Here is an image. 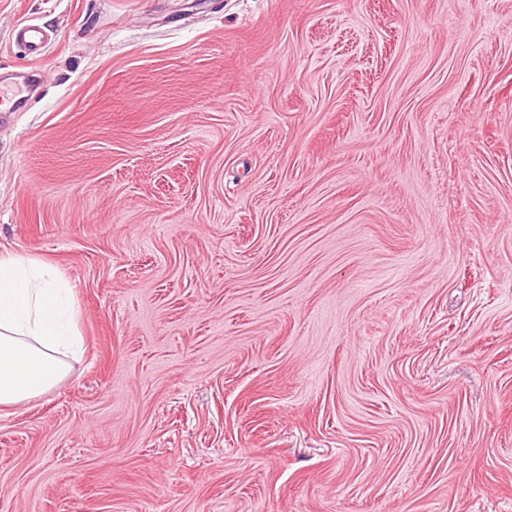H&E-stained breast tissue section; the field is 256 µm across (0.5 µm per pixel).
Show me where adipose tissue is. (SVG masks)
I'll return each mask as SVG.
<instances>
[{
  "label": "adipose tissue",
  "mask_w": 512,
  "mask_h": 512,
  "mask_svg": "<svg viewBox=\"0 0 512 512\" xmlns=\"http://www.w3.org/2000/svg\"><path fill=\"white\" fill-rule=\"evenodd\" d=\"M67 280L52 266L0 254V406L57 387L83 353Z\"/></svg>",
  "instance_id": "obj_1"
}]
</instances>
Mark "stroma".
I'll return each mask as SVG.
<instances>
[{
    "mask_svg": "<svg viewBox=\"0 0 512 512\" xmlns=\"http://www.w3.org/2000/svg\"><path fill=\"white\" fill-rule=\"evenodd\" d=\"M33 67L0 253L86 350L0 512H512V0H0ZM15 40L25 46L32 54L33 59H38L50 43L49 36L38 25L20 22L14 31Z\"/></svg>",
    "mask_w": 512,
    "mask_h": 512,
    "instance_id": "35a3bbf8",
    "label": "stroma"
}]
</instances>
